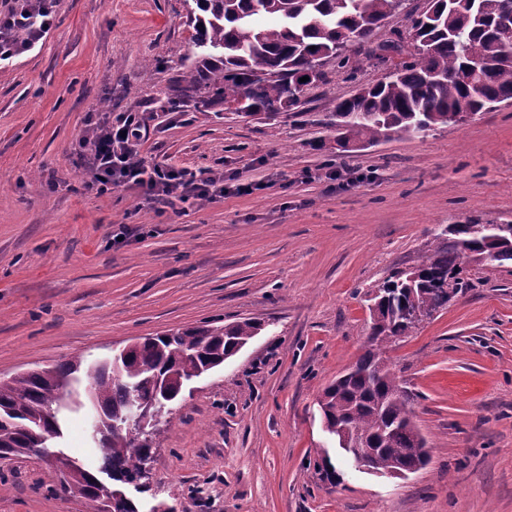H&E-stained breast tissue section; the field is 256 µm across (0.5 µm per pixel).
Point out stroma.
I'll return each mask as SVG.
<instances>
[{
	"mask_svg": "<svg viewBox=\"0 0 512 512\" xmlns=\"http://www.w3.org/2000/svg\"><path fill=\"white\" fill-rule=\"evenodd\" d=\"M323 66L291 112L247 115L174 87L190 68L185 0H54L53 24L0 64V378L136 338L247 318L264 328L195 379L162 425L139 512H512V266L468 264L472 288L387 351L431 443L408 478L355 468L317 406L368 348L367 294L419 263L440 227L512 222V103L344 151L336 104L385 79ZM147 112L143 156L223 174L250 193L158 213L139 188L87 190L90 110ZM135 232L123 243L116 234ZM88 407L60 444L99 471ZM330 456L343 480L321 481ZM0 512H95L38 458L0 460Z\"/></svg>",
	"mask_w": 512,
	"mask_h": 512,
	"instance_id": "35a3bbf8",
	"label": "stroma"
}]
</instances>
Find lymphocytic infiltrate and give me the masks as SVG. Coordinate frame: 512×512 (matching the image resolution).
Returning a JSON list of instances; mask_svg holds the SVG:
<instances>
[{
  "label": "lymphocytic infiltrate",
  "mask_w": 512,
  "mask_h": 512,
  "mask_svg": "<svg viewBox=\"0 0 512 512\" xmlns=\"http://www.w3.org/2000/svg\"><path fill=\"white\" fill-rule=\"evenodd\" d=\"M52 21L49 6L0 17V61L27 52L43 38ZM86 134L78 142L79 154L88 161L87 189L104 194L124 185L140 188L146 199L167 203L196 198L224 197L223 177L204 176L141 155L139 145L148 130L145 113L123 112L117 117L89 113Z\"/></svg>",
  "instance_id": "obj_1"
}]
</instances>
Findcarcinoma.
<instances>
[{
    "instance_id": "carcinoma-1",
    "label": "carcinoma",
    "mask_w": 512,
    "mask_h": 512,
    "mask_svg": "<svg viewBox=\"0 0 512 512\" xmlns=\"http://www.w3.org/2000/svg\"><path fill=\"white\" fill-rule=\"evenodd\" d=\"M189 24L196 55L185 81L206 101L245 99L252 112L295 109L303 87L325 79L312 64L336 47L362 43L404 0H192ZM407 14V27L380 47L404 56L386 77L364 86L336 106L342 148L373 144L393 134L412 135L512 101V0H428ZM309 76L306 82L300 78ZM489 259L512 264V224H448L414 268L394 272L379 286L370 308L371 336H404L413 328L406 313L437 311L448 304L444 289L458 295L472 287L464 264ZM263 329L255 319L143 337L111 358L83 368L79 358L0 380V458L26 456L61 437L62 404L80 374L91 385L93 420L102 426L94 444L102 470L117 484L140 473L156 447L127 419L138 398L163 416L169 391L224 365ZM386 347L370 345L353 371L339 376L318 399L327 432L348 431L377 439V472L412 474L431 459L412 402L385 358ZM61 487L96 504V512H138L134 501L110 509L98 499V476L64 455Z\"/></svg>"
}]
</instances>
